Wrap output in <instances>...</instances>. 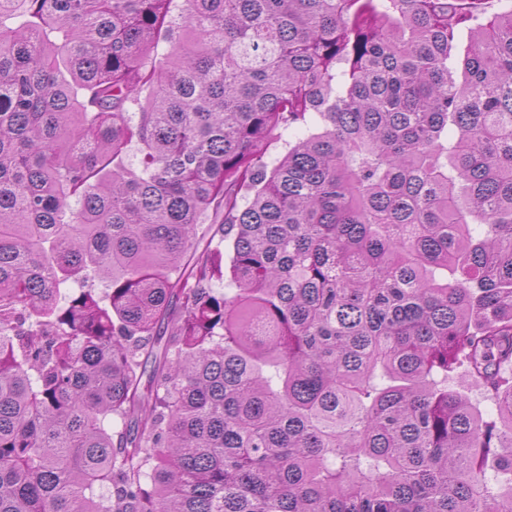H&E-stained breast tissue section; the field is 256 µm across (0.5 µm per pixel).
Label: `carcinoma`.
I'll use <instances>...</instances> for the list:
<instances>
[{
    "mask_svg": "<svg viewBox=\"0 0 512 512\" xmlns=\"http://www.w3.org/2000/svg\"><path fill=\"white\" fill-rule=\"evenodd\" d=\"M0 512H512V8L0 0Z\"/></svg>",
    "mask_w": 512,
    "mask_h": 512,
    "instance_id": "obj_1",
    "label": "carcinoma"
}]
</instances>
